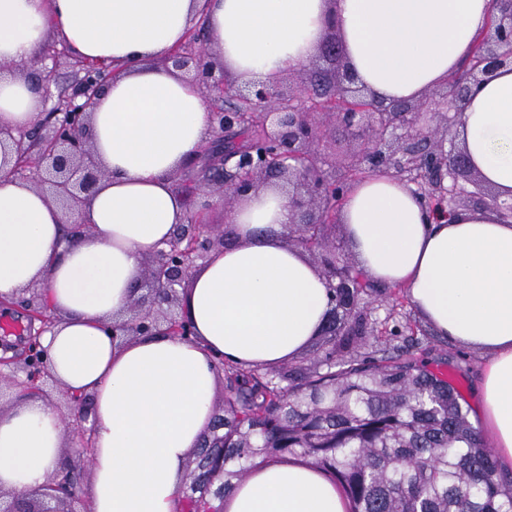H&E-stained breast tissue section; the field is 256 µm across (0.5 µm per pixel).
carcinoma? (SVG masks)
<instances>
[{
	"label": "carcinoma",
	"mask_w": 512,
	"mask_h": 512,
	"mask_svg": "<svg viewBox=\"0 0 512 512\" xmlns=\"http://www.w3.org/2000/svg\"><path fill=\"white\" fill-rule=\"evenodd\" d=\"M311 366L245 368L217 361L224 380V492L270 460L323 470L349 512H512V480L448 379L398 354L372 366L366 288H333ZM185 484L182 512H219Z\"/></svg>",
	"instance_id": "cac0c4a2"
}]
</instances>
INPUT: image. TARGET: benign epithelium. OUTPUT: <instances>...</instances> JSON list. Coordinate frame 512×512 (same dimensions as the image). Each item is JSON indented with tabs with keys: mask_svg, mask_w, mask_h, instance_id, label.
Segmentation results:
<instances>
[{
	"mask_svg": "<svg viewBox=\"0 0 512 512\" xmlns=\"http://www.w3.org/2000/svg\"><path fill=\"white\" fill-rule=\"evenodd\" d=\"M498 14L489 18L485 35L475 45L476 59L467 81L459 87H440L442 100L450 103L454 118H459L473 89L483 77L500 68H512V0H496ZM330 35L319 53L331 68L309 71L295 91L285 92L264 83L236 86L216 76L217 62L208 38L200 29L164 59V65L177 72L193 73L192 81L200 93L213 101L212 137L190 159L189 167L202 172L199 186H217L222 196L241 200L271 179H281L291 187L295 211L288 243L305 248V241L316 229L336 223L351 178L334 177L325 169L320 152L321 125L328 119L348 132L362 129L359 149L346 168L365 173L386 170L416 186L415 193L435 214L443 204H456L463 194L462 181L476 176L466 151L448 147V113L443 124L421 122L422 113L412 103L385 105L358 84L344 64V47L330 26ZM77 76L58 99L53 111L25 131L0 127V145L11 144L16 154L14 171L28 164L37 167L41 187L47 188L67 215L66 223L81 233L84 224L72 219L105 177L90 148L89 119L101 95L105 76L97 75L99 64L69 56ZM255 128L258 138L243 142L238 136L244 125ZM480 203L512 218V201L502 202L488 193ZM224 248V236L205 230V225L190 217L179 225L166 246L149 257L141 287L148 293L137 300L130 320L112 325L119 340L146 336L165 330L173 336H190L191 328L179 310L182 287L197 262L208 253ZM309 253L319 259L318 270L330 288L336 287V251L321 244ZM11 306L40 327L28 336L27 347L0 357V385L12 384L25 392L36 393L57 379L49 370L40 337L54 322L51 306L40 291ZM67 409L62 420L73 429L74 456L62 459L59 470L41 489L12 495L3 500L0 512H88L78 489L61 483L66 474H79L80 464L91 462L93 425L91 400L77 392L67 394ZM210 452L198 456L195 471L210 480L209 492L224 501V484L213 483Z\"/></svg>",
	"mask_w": 512,
	"mask_h": 512,
	"instance_id": "7a95c632",
	"label": "benign epithelium"
}]
</instances>
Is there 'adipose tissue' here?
<instances>
[{
    "mask_svg": "<svg viewBox=\"0 0 512 512\" xmlns=\"http://www.w3.org/2000/svg\"><path fill=\"white\" fill-rule=\"evenodd\" d=\"M492 0H0V125L32 127L40 98L21 75L56 35L113 73L94 108V155L107 171L79 213L89 235L67 237L65 215L0 164V299L31 285L56 320L42 334L50 369L90 394L95 433L90 512H180L185 462L212 415L214 356L243 365L295 356L322 326L331 296L284 235L286 191L262 187L226 220L236 245L211 252L182 307L194 336L118 341L109 323L128 309L145 257L186 221L174 175L211 135L210 106L161 61L197 21L240 84L269 85L305 65L328 26L345 63L376 98L414 102L469 58ZM456 133L482 181L512 199V70L489 74ZM347 244L373 279L405 289L440 335L487 357L481 429L512 472V220L491 208L433 218L386 173L352 184L339 211ZM55 409L28 398L0 413V489L42 488L61 462ZM222 512H349L324 472L297 460L255 468Z\"/></svg>",
    "mask_w": 512,
    "mask_h": 512,
    "instance_id": "ef3b65f1",
    "label": "adipose tissue"
}]
</instances>
